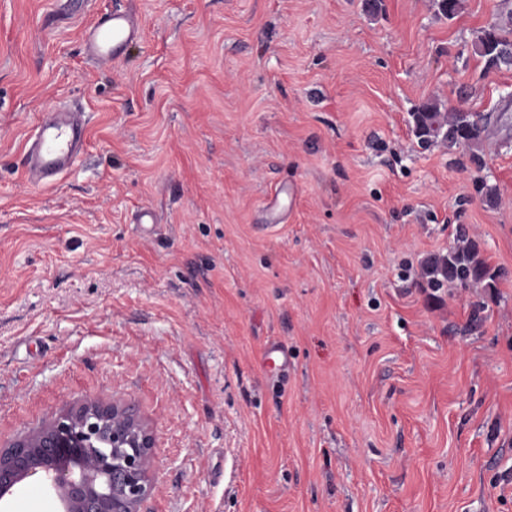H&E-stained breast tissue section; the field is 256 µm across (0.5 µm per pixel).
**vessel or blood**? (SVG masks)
Returning a JSON list of instances; mask_svg holds the SVG:
<instances>
[{
  "label": "vessel or blood",
  "mask_w": 512,
  "mask_h": 512,
  "mask_svg": "<svg viewBox=\"0 0 512 512\" xmlns=\"http://www.w3.org/2000/svg\"><path fill=\"white\" fill-rule=\"evenodd\" d=\"M144 35L139 16L115 10L101 15L83 33L86 55L100 63L122 58L127 47ZM88 145L87 120L81 112H52L40 118L26 151V174L47 186L71 169Z\"/></svg>",
  "instance_id": "obj_1"
}]
</instances>
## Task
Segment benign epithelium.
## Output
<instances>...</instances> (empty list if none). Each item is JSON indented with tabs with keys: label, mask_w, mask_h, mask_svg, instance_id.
<instances>
[{
	"label": "benign epithelium",
	"mask_w": 512,
	"mask_h": 512,
	"mask_svg": "<svg viewBox=\"0 0 512 512\" xmlns=\"http://www.w3.org/2000/svg\"><path fill=\"white\" fill-rule=\"evenodd\" d=\"M151 448V428L131 405L86 397L0 443V500L38 475L63 512H141L153 489Z\"/></svg>",
	"instance_id": "benign-epithelium-1"
}]
</instances>
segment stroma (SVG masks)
Instances as JSON below:
<instances>
[{"label":"stroma","instance_id":"1","mask_svg":"<svg viewBox=\"0 0 512 512\" xmlns=\"http://www.w3.org/2000/svg\"><path fill=\"white\" fill-rule=\"evenodd\" d=\"M382 5L0 0V441L99 396L152 427L145 512H512V68L473 51L512 0ZM114 9L146 36L101 64ZM431 102L489 118L482 164L419 146ZM60 104L89 148L30 184ZM462 229L495 285L432 290ZM143 35V23L136 14L119 10L106 12L84 31L85 54L96 62H116L127 47Z\"/></svg>","mask_w":512,"mask_h":512}]
</instances>
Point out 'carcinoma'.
<instances>
[{
    "label": "carcinoma",
    "mask_w": 512,
    "mask_h": 512,
    "mask_svg": "<svg viewBox=\"0 0 512 512\" xmlns=\"http://www.w3.org/2000/svg\"><path fill=\"white\" fill-rule=\"evenodd\" d=\"M511 34L512 13L507 19L480 30L475 41L476 52L489 64L512 66ZM413 120L415 136L423 145L441 139L450 147L463 145L474 149L485 138V127L472 120L468 112H443L438 105L430 103L413 113ZM425 274L433 288H439L445 282L465 288L472 283L495 279L471 240L448 250L446 255L428 259Z\"/></svg>",
    "instance_id": "carcinoma-1"
}]
</instances>
